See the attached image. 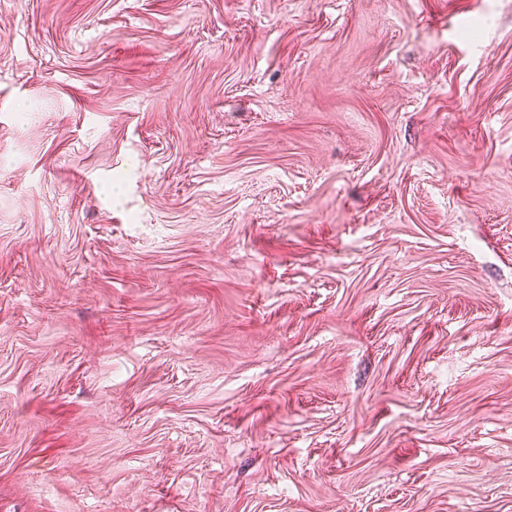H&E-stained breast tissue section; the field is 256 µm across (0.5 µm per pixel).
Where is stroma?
<instances>
[{"label":"stroma","mask_w":512,"mask_h":512,"mask_svg":"<svg viewBox=\"0 0 512 512\" xmlns=\"http://www.w3.org/2000/svg\"><path fill=\"white\" fill-rule=\"evenodd\" d=\"M0 512H512V0H0Z\"/></svg>","instance_id":"stroma-1"}]
</instances>
